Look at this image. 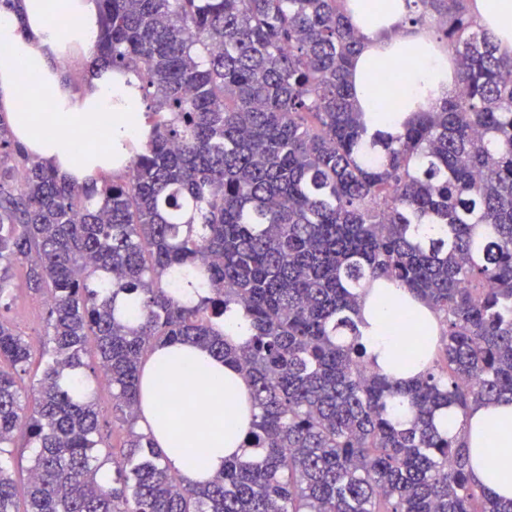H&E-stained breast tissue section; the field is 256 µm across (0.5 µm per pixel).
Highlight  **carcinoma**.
<instances>
[{"label":"carcinoma","instance_id":"cac0c4a2","mask_svg":"<svg viewBox=\"0 0 512 512\" xmlns=\"http://www.w3.org/2000/svg\"><path fill=\"white\" fill-rule=\"evenodd\" d=\"M98 2L88 58L118 85L135 77L150 134L128 146L130 165L80 186L0 116V512H18L20 436L36 449L25 512H512L438 423L512 401V55L469 0H406L412 24L454 46L458 87L369 140L347 80L362 36L346 0ZM19 264L47 299L28 390L17 373L30 346L2 313ZM195 271L208 293L182 302L174 278ZM377 280L442 325L409 385L354 341ZM230 312L248 321L241 347L218 328ZM167 342L237 365L252 386L259 453L203 485L137 429L141 367ZM102 368L126 439L101 460L83 377Z\"/></svg>","mask_w":512,"mask_h":512}]
</instances>
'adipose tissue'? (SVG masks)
Here are the masks:
<instances>
[{"label":"adipose tissue","instance_id":"ef3b65f1","mask_svg":"<svg viewBox=\"0 0 512 512\" xmlns=\"http://www.w3.org/2000/svg\"><path fill=\"white\" fill-rule=\"evenodd\" d=\"M373 18L355 14L363 37L348 79L355 108L368 130L399 128L410 117L440 103L457 87L446 51L407 21L404 0H374ZM474 17L491 32L502 52L512 53V0H474ZM97 0H11L0 6V112L21 144L47 166L78 183L98 182L115 166L112 155L127 142L145 140L149 127L137 98L114 102L112 76L88 74L67 82L61 65L67 48H90L100 30ZM408 67L402 92L385 116H377L375 75L389 61ZM410 311L420 348L434 351L437 319L420 300L400 288L368 289L357 321L368 361L398 382L419 377L422 366L400 364L399 337L386 322ZM166 388H159V380ZM142 426L150 431L166 463L192 484L224 470L225 459L251 456L252 390L237 367L190 343L154 348L139 377ZM443 427L463 432L472 475L492 496L512 499V402L473 406L467 418L446 413Z\"/></svg>","mask_w":512,"mask_h":512}]
</instances>
